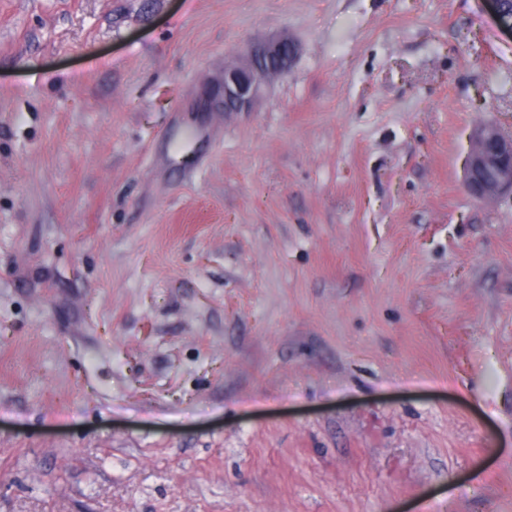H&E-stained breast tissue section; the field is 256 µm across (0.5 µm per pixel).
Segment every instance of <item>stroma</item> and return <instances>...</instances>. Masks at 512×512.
<instances>
[{
    "label": "stroma",
    "instance_id": "1",
    "mask_svg": "<svg viewBox=\"0 0 512 512\" xmlns=\"http://www.w3.org/2000/svg\"><path fill=\"white\" fill-rule=\"evenodd\" d=\"M482 122L490 0H0V512H512ZM295 54L296 47L287 37L255 43L243 60L224 66L223 74L215 80L218 93L212 94L204 107L207 110L222 107L224 112H250L262 86L288 70L272 71L263 62L288 56V60L276 63L288 67Z\"/></svg>",
    "mask_w": 512,
    "mask_h": 512
}]
</instances>
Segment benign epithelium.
I'll use <instances>...</instances> for the list:
<instances>
[{"mask_svg": "<svg viewBox=\"0 0 512 512\" xmlns=\"http://www.w3.org/2000/svg\"><path fill=\"white\" fill-rule=\"evenodd\" d=\"M295 54L294 43L286 37L252 45L243 60L224 66L223 74L215 80L218 92L208 98L204 107L251 111L262 86L283 74L281 70L267 69L264 62L285 56L291 62ZM464 187L482 202L512 195V134L502 132L494 123L476 127L466 159Z\"/></svg>", "mask_w": 512, "mask_h": 512, "instance_id": "7a95c632", "label": "benign epithelium"}]
</instances>
